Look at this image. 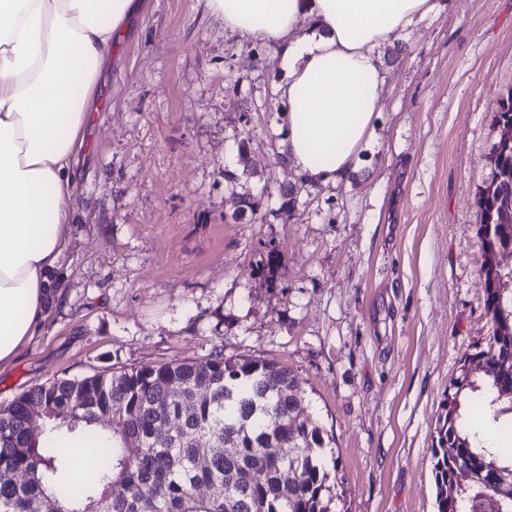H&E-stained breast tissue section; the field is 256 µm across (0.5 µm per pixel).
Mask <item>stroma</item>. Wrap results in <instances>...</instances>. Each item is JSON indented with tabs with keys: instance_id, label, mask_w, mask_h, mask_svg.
<instances>
[{
	"instance_id": "stroma-1",
	"label": "stroma",
	"mask_w": 512,
	"mask_h": 512,
	"mask_svg": "<svg viewBox=\"0 0 512 512\" xmlns=\"http://www.w3.org/2000/svg\"><path fill=\"white\" fill-rule=\"evenodd\" d=\"M438 4L380 48L374 144L323 186L280 159L276 50L206 0H146L86 128L61 301L0 368V407L58 377L274 358L331 441L338 512H436L441 405L492 334L476 198L512 93V0ZM228 171L254 201L237 221ZM271 251L275 281L255 271Z\"/></svg>"
}]
</instances>
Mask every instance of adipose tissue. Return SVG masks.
<instances>
[{"label":"adipose tissue","instance_id":"adipose-tissue-1","mask_svg":"<svg viewBox=\"0 0 512 512\" xmlns=\"http://www.w3.org/2000/svg\"><path fill=\"white\" fill-rule=\"evenodd\" d=\"M227 31L281 51L287 156L303 181L355 170L380 113L377 48L434 0H207ZM141 0H0V366L57 302L74 172L103 71Z\"/></svg>","mask_w":512,"mask_h":512}]
</instances>
